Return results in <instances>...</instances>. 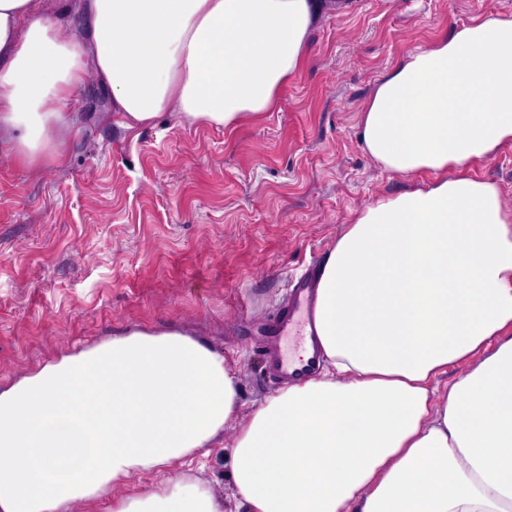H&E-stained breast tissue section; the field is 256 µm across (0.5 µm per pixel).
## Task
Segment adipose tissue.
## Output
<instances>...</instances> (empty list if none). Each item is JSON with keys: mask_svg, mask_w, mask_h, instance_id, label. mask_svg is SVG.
I'll use <instances>...</instances> for the list:
<instances>
[{"mask_svg": "<svg viewBox=\"0 0 512 512\" xmlns=\"http://www.w3.org/2000/svg\"><path fill=\"white\" fill-rule=\"evenodd\" d=\"M329 0H0V144L59 153L86 75L119 127L232 130L278 111ZM383 170L426 184L367 203L318 283L316 373L244 410L223 355L130 330L0 392V512H224L186 470L221 435L245 512H512V210L474 167L512 143V15L405 55L358 122ZM467 370L436 395L449 365ZM147 490L114 495L132 474ZM67 0H42L46 16L67 33L79 30L81 24L80 15L74 12Z\"/></svg>", "mask_w": 512, "mask_h": 512, "instance_id": "1", "label": "adipose tissue"}]
</instances>
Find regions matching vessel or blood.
I'll return each instance as SVG.
<instances>
[{
    "mask_svg": "<svg viewBox=\"0 0 512 512\" xmlns=\"http://www.w3.org/2000/svg\"><path fill=\"white\" fill-rule=\"evenodd\" d=\"M316 287L312 274L294 280L287 304L265 326L263 348L270 357L269 370L276 380H297L317 367L318 354L313 350Z\"/></svg>",
    "mask_w": 512,
    "mask_h": 512,
    "instance_id": "vessel-or-blood-1",
    "label": "vessel or blood"
}]
</instances>
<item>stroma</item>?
Here are the masks:
<instances>
[{
    "label": "stroma",
    "instance_id": "1",
    "mask_svg": "<svg viewBox=\"0 0 512 512\" xmlns=\"http://www.w3.org/2000/svg\"><path fill=\"white\" fill-rule=\"evenodd\" d=\"M312 37L279 111L234 130L129 132L86 77L63 161L0 147V391L132 329L177 330L223 353L252 408L280 384L258 343L289 276L325 257L365 204L412 180L358 140L372 86L407 53L512 0H342ZM216 439L192 467L242 512Z\"/></svg>",
    "mask_w": 512,
    "mask_h": 512
}]
</instances>
